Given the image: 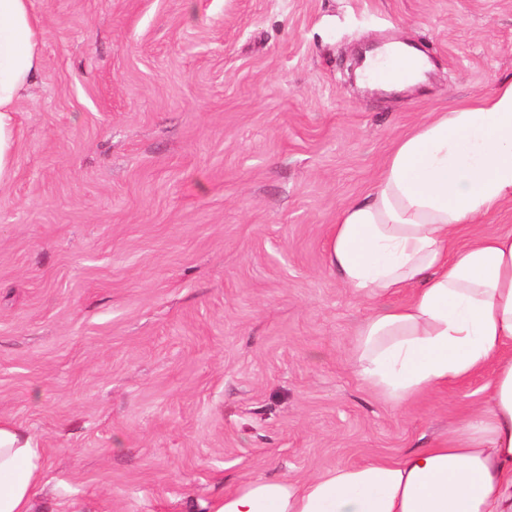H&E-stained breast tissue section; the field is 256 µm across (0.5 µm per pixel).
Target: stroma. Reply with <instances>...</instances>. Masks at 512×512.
<instances>
[{"label":"stroma","instance_id":"obj_1","mask_svg":"<svg viewBox=\"0 0 512 512\" xmlns=\"http://www.w3.org/2000/svg\"><path fill=\"white\" fill-rule=\"evenodd\" d=\"M43 65L0 186V418L32 512H206L240 480L429 447L486 375L403 411L353 371L372 300L340 211L430 113L512 77V0H32ZM432 64L395 94L355 52ZM43 477L38 439L21 423L0 419V512H31Z\"/></svg>","mask_w":512,"mask_h":512}]
</instances>
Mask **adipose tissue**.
Segmentation results:
<instances>
[{
	"instance_id": "ef3b65f1",
	"label": "adipose tissue",
	"mask_w": 512,
	"mask_h": 512,
	"mask_svg": "<svg viewBox=\"0 0 512 512\" xmlns=\"http://www.w3.org/2000/svg\"><path fill=\"white\" fill-rule=\"evenodd\" d=\"M31 0H0V185L15 171L18 112L42 67ZM396 86L429 69L396 42L366 60ZM512 79L400 138L373 193L337 216L327 260L379 304L358 331L355 371L391 407L488 373L486 397L431 447L306 478L240 481L210 512H512ZM484 230L466 237L469 225ZM38 439L0 419V512H31Z\"/></svg>"
}]
</instances>
